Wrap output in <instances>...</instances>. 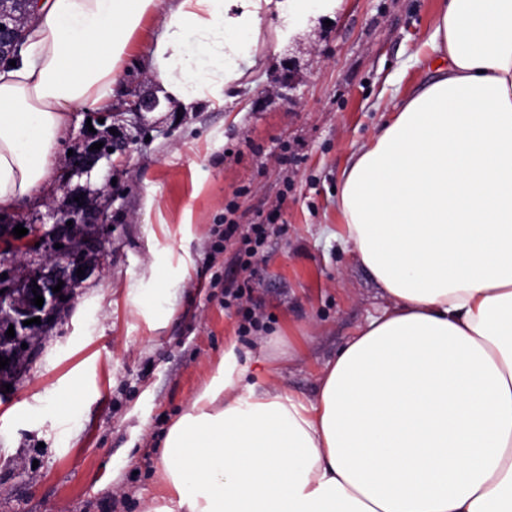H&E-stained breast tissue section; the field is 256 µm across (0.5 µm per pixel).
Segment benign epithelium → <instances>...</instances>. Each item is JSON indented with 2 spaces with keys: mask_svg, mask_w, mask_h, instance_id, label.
Instances as JSON below:
<instances>
[{
  "mask_svg": "<svg viewBox=\"0 0 512 512\" xmlns=\"http://www.w3.org/2000/svg\"><path fill=\"white\" fill-rule=\"evenodd\" d=\"M39 2L41 0H20L22 10L18 16L10 11L0 10L1 64L19 56L25 44L26 35L35 22ZM159 106L158 98L139 96L130 102L129 111L152 112ZM99 141H101V138L97 135H88L83 149L72 157L64 174L67 176L88 174L100 160L104 158L111 159L112 153L108 151V148L112 147V141L110 140L103 143L101 149L90 150L91 145ZM51 217L54 219V223L60 225V229L54 235L46 238L28 237L26 235L21 238L12 237L10 238L11 246L0 245V274L11 270L13 256L19 248L35 255L49 250L65 260V272L60 275L53 273L45 263L37 264L28 273L25 281L24 302L21 305L15 302L11 277L0 278V315L7 318L12 324H18L35 317L40 318L43 323L51 322L55 306L60 301V297L70 296L83 280V277L77 276V269H84L86 275L94 271L93 267L82 262L81 255L91 246H100V243L96 241H87L84 233L85 225L98 222V212L84 205L81 206L79 202L75 201L72 203L69 212H53ZM69 221L72 222L70 226L67 225ZM57 244L61 245V248H55ZM60 280L63 281L61 291H52V288ZM37 294L44 298L43 306L40 308L33 304V299Z\"/></svg>",
  "mask_w": 512,
  "mask_h": 512,
  "instance_id": "7a95c632",
  "label": "benign epithelium"
}]
</instances>
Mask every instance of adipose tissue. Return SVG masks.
Masks as SVG:
<instances>
[{
  "label": "adipose tissue",
  "mask_w": 512,
  "mask_h": 512,
  "mask_svg": "<svg viewBox=\"0 0 512 512\" xmlns=\"http://www.w3.org/2000/svg\"><path fill=\"white\" fill-rule=\"evenodd\" d=\"M262 0H169L148 70L224 104ZM158 0H42L0 68V211L49 189L80 107L110 100ZM429 81L340 175L336 240L386 298L315 398L227 347L169 428L151 512H512V0H439Z\"/></svg>",
  "instance_id": "1"
}]
</instances>
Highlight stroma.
<instances>
[{
  "instance_id": "1",
  "label": "stroma",
  "mask_w": 512,
  "mask_h": 512,
  "mask_svg": "<svg viewBox=\"0 0 512 512\" xmlns=\"http://www.w3.org/2000/svg\"><path fill=\"white\" fill-rule=\"evenodd\" d=\"M437 6L338 0L313 16L262 11L248 76L225 89L223 107L190 112L162 99L136 115L130 100L161 91L147 61L163 16L145 22L111 102L71 112L55 167L92 129L125 152L91 175L54 178L7 216L41 226L82 190L97 200L103 221L91 232L105 253L51 325L26 330L20 370L0 393V512H148L163 493L164 437L229 343L242 358L287 345L276 383L316 397L323 365L385 303L369 270L324 232L338 222L335 190L381 109L426 79L412 56ZM231 204L244 225L280 209L248 274L236 246L209 255ZM245 283L263 315L247 335L224 304L225 287Z\"/></svg>"
}]
</instances>
